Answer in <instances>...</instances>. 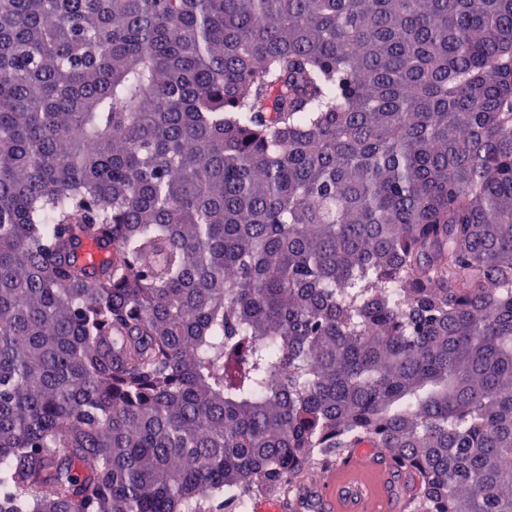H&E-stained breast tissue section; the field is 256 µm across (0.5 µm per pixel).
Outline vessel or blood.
Here are the masks:
<instances>
[{
	"label": "vessel or blood",
	"mask_w": 512,
	"mask_h": 512,
	"mask_svg": "<svg viewBox=\"0 0 512 512\" xmlns=\"http://www.w3.org/2000/svg\"><path fill=\"white\" fill-rule=\"evenodd\" d=\"M325 512H395L397 505L376 454L356 450L326 470L319 483Z\"/></svg>",
	"instance_id": "obj_1"
}]
</instances>
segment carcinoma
<instances>
[{"label":"carcinoma","mask_w":512,"mask_h":512,"mask_svg":"<svg viewBox=\"0 0 512 512\" xmlns=\"http://www.w3.org/2000/svg\"><path fill=\"white\" fill-rule=\"evenodd\" d=\"M364 441L512 512V0H0V512Z\"/></svg>","instance_id":"carcinoma-1"}]
</instances>
